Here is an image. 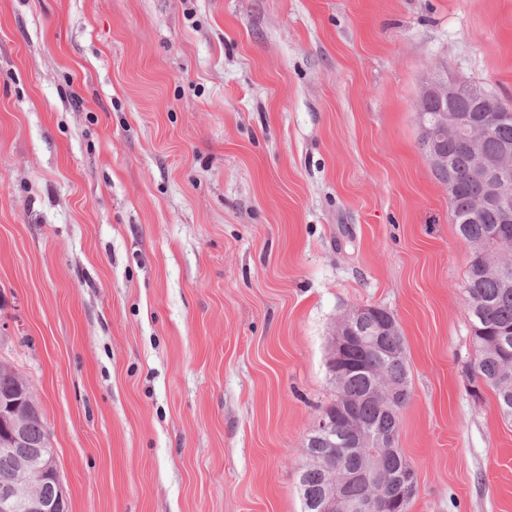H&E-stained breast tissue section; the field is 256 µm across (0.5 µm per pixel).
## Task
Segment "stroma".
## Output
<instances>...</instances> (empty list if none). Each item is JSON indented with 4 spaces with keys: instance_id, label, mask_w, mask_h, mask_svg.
<instances>
[{
    "instance_id": "1",
    "label": "stroma",
    "mask_w": 512,
    "mask_h": 512,
    "mask_svg": "<svg viewBox=\"0 0 512 512\" xmlns=\"http://www.w3.org/2000/svg\"><path fill=\"white\" fill-rule=\"evenodd\" d=\"M435 75L512 103V0H0V360L70 512H303L366 305L408 355L410 512H512Z\"/></svg>"
}]
</instances>
